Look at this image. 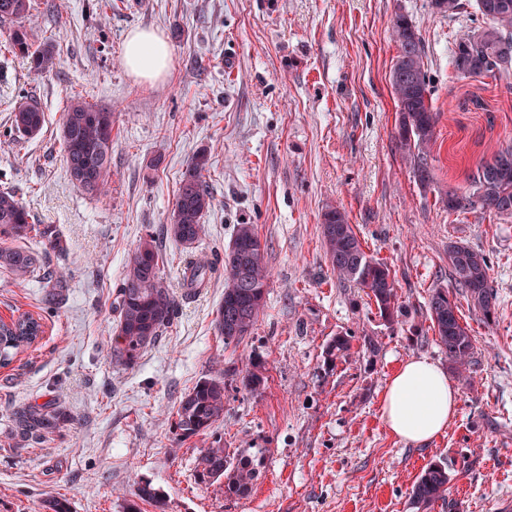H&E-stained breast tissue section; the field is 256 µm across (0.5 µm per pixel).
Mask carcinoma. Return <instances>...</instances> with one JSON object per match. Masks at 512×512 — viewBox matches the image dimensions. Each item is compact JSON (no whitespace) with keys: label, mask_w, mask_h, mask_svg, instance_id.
<instances>
[{"label":"carcinoma","mask_w":512,"mask_h":512,"mask_svg":"<svg viewBox=\"0 0 512 512\" xmlns=\"http://www.w3.org/2000/svg\"><path fill=\"white\" fill-rule=\"evenodd\" d=\"M487 0H476L481 15L490 24L460 36L455 44L453 65L463 78L509 74L512 59L502 55L503 46H512V0H494L498 7L488 11ZM28 0H0V22L16 20L28 13ZM391 37L398 44L397 59L411 57L406 72L395 66L390 83L397 102V139L403 158L420 185L432 181L430 143L434 135L436 113L432 111L431 90L425 71L424 50L419 34L408 15L395 16ZM7 51L29 61L35 73H47L56 65L52 43L33 47L27 29L21 25L10 31ZM45 123L44 112L34 102L18 107L13 125L17 136L37 134ZM61 138L64 159L72 182L92 194L105 192L112 166V112L79 98L70 100L63 113ZM209 158L206 151L197 152L182 174L178 192L165 232L191 252L205 231L203 218L211 209L213 198L202 181ZM472 194L483 198L481 209L499 216H512V145L495 150L491 159L479 164L471 176ZM35 233L45 247L60 246L56 227L34 222L29 210L14 192L0 190V268L14 281L23 283L30 277L41 281L48 296H56L63 287V275L39 265L37 256L17 242ZM321 234L330 271L341 282H350L367 290L377 307L379 317L392 326L399 323L405 305L395 274L383 262L368 255L349 223L346 212L334 205L322 213ZM161 255L153 237L143 239L127 263L116 298L111 358L118 364L132 366L142 351L155 344L172 324L177 299L161 275ZM448 262L456 287L466 295L472 308L488 321L494 318L497 295L493 288L490 261L478 250L463 242L448 245ZM224 277V297L217 309L215 328L224 344H239L249 337L264 309L269 271L264 263L263 248L251 224H238L224 257L213 261L190 260L182 274V296L197 294L216 274ZM428 316L437 341L448 363L460 374L470 369L475 351L469 329L460 322L453 296L446 298L435 288L427 302ZM41 324L30 315H22L9 324L0 325V365L30 347L40 336ZM353 336L338 334L326 345L324 359L332 364L352 348ZM243 390L255 393L264 384L260 365L249 362L238 371ZM224 371L205 377L179 402L176 428L187 439L210 431L224 419ZM69 416L50 405L27 406L14 415V425L22 438L38 441L53 433ZM262 463V455H232L224 448L222 436H215L203 449L196 471L203 483L221 482L225 493L245 497L251 492ZM448 466L429 464L414 483L409 506L415 512H429L448 492ZM134 500L129 512H140L139 503L166 512L167 503L149 482L133 484Z\"/></svg>","instance_id":"1"}]
</instances>
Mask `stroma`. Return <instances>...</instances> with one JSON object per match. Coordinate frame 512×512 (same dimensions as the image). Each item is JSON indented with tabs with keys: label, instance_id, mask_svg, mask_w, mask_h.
Masks as SVG:
<instances>
[{
	"label": "stroma",
	"instance_id": "1",
	"mask_svg": "<svg viewBox=\"0 0 512 512\" xmlns=\"http://www.w3.org/2000/svg\"><path fill=\"white\" fill-rule=\"evenodd\" d=\"M30 0L23 25L34 44L52 43L46 74L4 49L0 25V189L14 191L36 223L55 225L64 249L25 244L63 269L55 303L41 284L17 285L0 272V319H38L37 341L0 366V512H43L62 495L71 512H127L133 480L150 482L166 512H410L422 470L445 462V500L431 512H498L512 499V218L475 210L448 214V191H464L481 159L512 145V76L461 78L452 60L464 32L486 26L475 0L456 18L430 0ZM408 14L424 43L437 114L432 182L421 187L401 158L390 71L399 49L395 14ZM180 39H172L173 28ZM166 38L171 63L141 81L123 60L127 34ZM112 112L107 192L74 184L60 129L68 100ZM33 101L42 130L17 138L11 114ZM207 150L204 181L213 206L200 251H224L235 225H254L270 273L266 306L251 338L225 345L214 329L224 280L216 276L180 300L169 328L130 367L110 357L113 303L129 259L155 237L161 273L180 291L186 250L166 238L182 174ZM342 206L365 251L385 262L407 307L386 325L363 289L336 281L324 254L321 214ZM468 243L491 262L498 296L484 320L465 295L458 316L474 339L470 378L447 429L423 445L392 436L381 414L384 388L403 360L448 359L430 328L432 289L454 288L448 246ZM375 337L376 353L353 346L323 359L336 335ZM261 363L254 394L226 377L224 418L213 433L181 439L182 396L219 368ZM31 404L70 420L34 445L13 431ZM229 452L264 449L249 496L197 483L213 435Z\"/></svg>",
	"mask_w": 512,
	"mask_h": 512
}]
</instances>
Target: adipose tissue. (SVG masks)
<instances>
[{"instance_id": "ef3b65f1", "label": "adipose tissue", "mask_w": 512, "mask_h": 512, "mask_svg": "<svg viewBox=\"0 0 512 512\" xmlns=\"http://www.w3.org/2000/svg\"><path fill=\"white\" fill-rule=\"evenodd\" d=\"M170 48L156 31L135 30L125 43V64L136 76L155 78L167 70ZM458 395L447 373L424 357L404 360L387 383L382 417L401 440L424 444L444 431Z\"/></svg>"}]
</instances>
